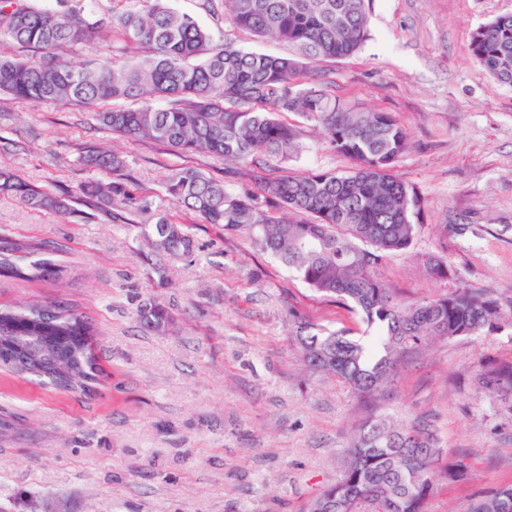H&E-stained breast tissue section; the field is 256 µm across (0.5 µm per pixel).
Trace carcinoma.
I'll use <instances>...</instances> for the list:
<instances>
[{"label": "carcinoma", "instance_id": "1", "mask_svg": "<svg viewBox=\"0 0 512 512\" xmlns=\"http://www.w3.org/2000/svg\"><path fill=\"white\" fill-rule=\"evenodd\" d=\"M235 26L288 44L293 57L245 51L226 38L213 49V34L168 0H136L137 6L90 22L79 12L59 13L22 0H0V42L34 48L38 57L0 56V92L19 100L75 103L97 108L96 119L132 140L165 143L183 153H207L242 161L241 175L255 190L232 194L224 182L193 167L171 173L166 192L207 224L244 230L260 250L294 270L314 292L359 314L384 336L383 352L367 348L348 330L329 331L293 315L294 340L307 365L341 378L356 394L375 396L394 375L399 358L431 337L454 339L491 333L508 322L494 299L457 288L436 299L403 304L382 280L385 258L407 250L421 226L423 199L395 172L409 140L389 112H366L323 88L304 87L302 70L354 54L367 35V0H225ZM111 26L144 49L135 61L74 65L69 47L90 42ZM474 60L500 83L512 85V14L479 26L471 36ZM133 106L106 109L113 100ZM165 99L161 108L155 101ZM296 113L323 131L327 145L351 162L342 174L273 173L264 157L288 159L298 147L296 129L282 116ZM82 162L98 172L86 198L112 203L132 199L112 180L126 167L119 154L86 146ZM0 195L68 218L65 192H48L13 170H0ZM154 252L189 253L186 228L162 219L143 230ZM54 241H23L0 234V276L47 281L66 273L53 256ZM429 274L448 277L447 262L426 260ZM138 317L148 329L168 326L169 312L145 305ZM93 324L62 302L0 307V371L32 376L59 390L85 392L100 369ZM477 390L512 397V362H481ZM468 475L465 456L439 447L428 422L395 425L371 415L357 425L340 480L311 505L322 512H426L434 478ZM512 486L497 488L470 512H504Z\"/></svg>", "mask_w": 512, "mask_h": 512}]
</instances>
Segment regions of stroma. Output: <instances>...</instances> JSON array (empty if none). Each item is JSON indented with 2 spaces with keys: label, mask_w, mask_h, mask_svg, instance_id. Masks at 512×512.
I'll list each match as a JSON object with an SVG mask.
<instances>
[{
  "label": "stroma",
  "mask_w": 512,
  "mask_h": 512,
  "mask_svg": "<svg viewBox=\"0 0 512 512\" xmlns=\"http://www.w3.org/2000/svg\"><path fill=\"white\" fill-rule=\"evenodd\" d=\"M169 3L244 50L288 52L235 29L224 0ZM504 14L512 0H370L361 48L309 71L357 108L393 113L408 134L396 172L424 200L422 226L380 268L401 302L476 288L512 304V86L470 49L473 30ZM288 120L301 149L272 167L348 170L320 129ZM87 144L124 157L131 202L91 211L82 187L94 173L79 160ZM187 166L231 192L253 188L240 162L130 140L90 108L0 94V169L68 192L76 211L63 220L0 196V231L61 244L69 270L53 281L1 277L0 305L76 307L94 324L101 367L87 395L0 372V504L22 495L61 512H308L340 479L353 429L371 412L425 419L440 447L465 452L467 480L438 477L428 512H468L480 495L512 485V399L470 383L479 362L512 361V326L431 340L400 360L377 401L359 398L305 365L292 316L357 336L366 324L247 233L202 223L168 196L164 181ZM163 218L188 225L192 253L147 248L145 225ZM432 254L445 258L448 278L426 272ZM149 304L170 313L166 331L140 322Z\"/></svg>",
  "instance_id": "obj_1"
}]
</instances>
